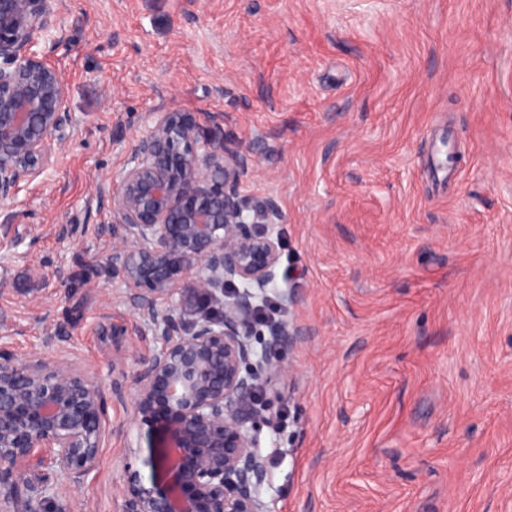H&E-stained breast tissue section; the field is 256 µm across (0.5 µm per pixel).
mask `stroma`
<instances>
[{"mask_svg": "<svg viewBox=\"0 0 512 512\" xmlns=\"http://www.w3.org/2000/svg\"><path fill=\"white\" fill-rule=\"evenodd\" d=\"M53 5L76 128L0 230V357L67 363L104 420L79 480L29 470L48 512H120L148 473L132 393L160 342L99 195L161 105L250 150L242 195L284 216L273 289L298 302L265 311L307 334L271 351L270 512H512V0Z\"/></svg>", "mask_w": 512, "mask_h": 512, "instance_id": "obj_1", "label": "stroma"}]
</instances>
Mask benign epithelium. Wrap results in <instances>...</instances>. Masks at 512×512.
Wrapping results in <instances>:
<instances>
[{
  "label": "benign epithelium",
  "instance_id": "obj_1",
  "mask_svg": "<svg viewBox=\"0 0 512 512\" xmlns=\"http://www.w3.org/2000/svg\"><path fill=\"white\" fill-rule=\"evenodd\" d=\"M69 34L51 0H0V215L18 216L21 185L39 177L74 126L62 74L33 50ZM112 192V275L130 288L139 326L161 346L139 362L131 422L150 428L148 481L128 477L121 512H268V464L257 421L262 377L287 370L254 344L260 304L276 277L279 224L272 204H249L250 153L206 134L192 112L163 106ZM176 300L178 315L159 303ZM302 331L285 322L268 345ZM98 387L67 365L0 361V512H44L31 462L77 478L96 463Z\"/></svg>",
  "mask_w": 512,
  "mask_h": 512
}]
</instances>
